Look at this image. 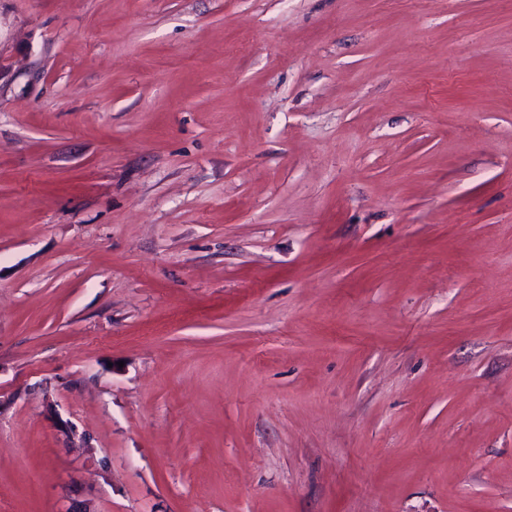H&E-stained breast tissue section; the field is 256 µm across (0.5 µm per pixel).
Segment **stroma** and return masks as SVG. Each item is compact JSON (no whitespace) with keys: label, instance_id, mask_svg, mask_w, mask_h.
I'll list each match as a JSON object with an SVG mask.
<instances>
[{"label":"stroma","instance_id":"1","mask_svg":"<svg viewBox=\"0 0 512 512\" xmlns=\"http://www.w3.org/2000/svg\"><path fill=\"white\" fill-rule=\"evenodd\" d=\"M512 512V0H0V512Z\"/></svg>","mask_w":512,"mask_h":512}]
</instances>
